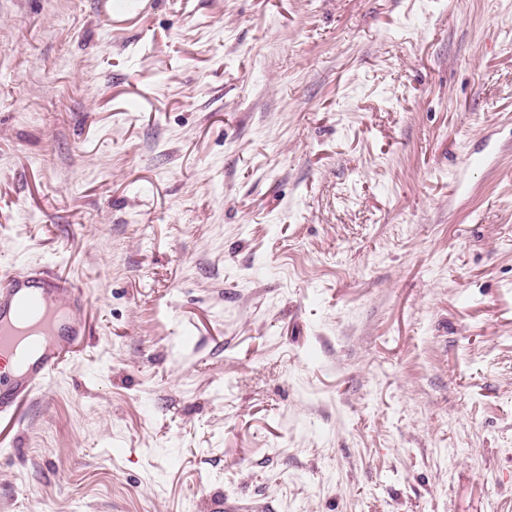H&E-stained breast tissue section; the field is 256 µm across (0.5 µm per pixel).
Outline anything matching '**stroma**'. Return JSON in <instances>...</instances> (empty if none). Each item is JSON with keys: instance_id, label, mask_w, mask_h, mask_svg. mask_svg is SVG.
Listing matches in <instances>:
<instances>
[{"instance_id": "35a3bbf8", "label": "stroma", "mask_w": 512, "mask_h": 512, "mask_svg": "<svg viewBox=\"0 0 512 512\" xmlns=\"http://www.w3.org/2000/svg\"><path fill=\"white\" fill-rule=\"evenodd\" d=\"M145 6L0 0V512H512V0ZM87 306L83 288L57 273L1 270L0 362L15 367L0 377V421L15 426L19 405L83 342Z\"/></svg>"}]
</instances>
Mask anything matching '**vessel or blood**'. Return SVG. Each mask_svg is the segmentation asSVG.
Returning a JSON list of instances; mask_svg holds the SVG:
<instances>
[{"label": "vessel or blood", "mask_w": 512, "mask_h": 512, "mask_svg": "<svg viewBox=\"0 0 512 512\" xmlns=\"http://www.w3.org/2000/svg\"><path fill=\"white\" fill-rule=\"evenodd\" d=\"M87 306L83 288L59 274L0 273V360H15L0 377V421L16 423L19 405L82 343Z\"/></svg>", "instance_id": "1"}]
</instances>
